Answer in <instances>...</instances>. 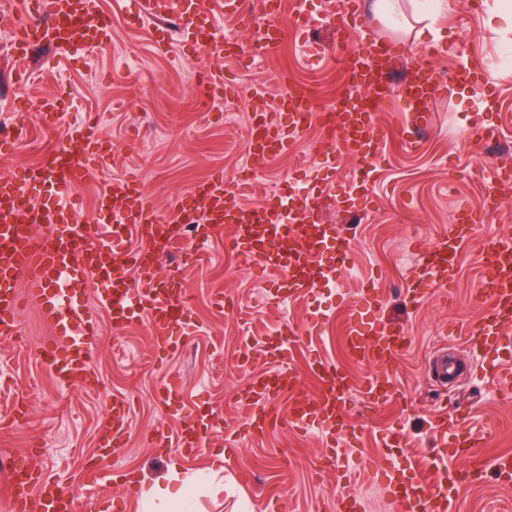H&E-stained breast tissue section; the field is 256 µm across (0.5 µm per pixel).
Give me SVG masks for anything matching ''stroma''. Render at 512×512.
<instances>
[{
	"mask_svg": "<svg viewBox=\"0 0 512 512\" xmlns=\"http://www.w3.org/2000/svg\"><path fill=\"white\" fill-rule=\"evenodd\" d=\"M448 8L435 29L400 35L389 31L367 5L359 7L361 38L383 39L400 50L394 82L411 69H435L439 86L429 106L430 122L416 149L398 144L410 125L406 112L386 107L378 121L389 138L379 158V175L369 184L370 204L360 211L343 209L337 200L321 202L326 223L340 225L352 239L351 269L318 296L299 295L281 301L269 289L271 279L259 266L231 252V227L210 240L184 286L199 330L166 358H158L148 315L117 327L108 309L95 306L98 336L89 388L60 389L49 366L37 355L35 342L50 330L33 303H24L21 340L0 339V459L36 450L38 466L60 477L80 493L84 512H147L141 485L163 480L170 458L181 460L188 473L206 472L224 449V430L242 422L249 409L238 399L255 372L275 365L264 349L285 323L300 331L287 362L307 372L306 349L316 346L327 360L340 364L354 382L369 371L351 361L344 337L358 310V297L370 283L382 294L378 317L400 325L411 342L394 368L397 392L393 404L369 407L361 398L348 406L351 433L347 438L353 463L349 473L324 468L321 436L275 428L239 442L225 455L222 490L200 485L189 512H336L342 498L363 499L366 512H394L381 473L394 451L428 464L442 449L435 427L438 419L461 408L458 426L478 438L488 453H512V393H498L491 377L512 360L508 351L473 358L461 324L479 312L480 250L488 235L512 226V198L482 224L462 247L463 261L447 285L446 297L421 304L409 299L415 252L431 246L455 209L480 199L490 165H512L499 145L480 140L481 127L501 132L499 144H512V30L489 24L498 0H447ZM112 17V37L102 48H82L67 55L38 49L16 60L0 42V117L21 116L30 138L0 159V175L35 163L55 144L36 113H18L26 98L65 96L68 119L96 120L100 134L112 143V156L99 179L77 187L80 223L95 238L111 240L112 225L99 212L97 197L112 184L136 180L158 219H166L171 202L214 171L235 178L244 164L243 146L250 118L249 93L259 88L276 97L289 74L295 88L314 83L322 89L321 104L329 106L343 91L338 36L327 23L343 0H284L282 20L297 38L269 58H223L219 65L238 92L220 108L205 111L190 81L191 71L207 57L183 51L187 39L174 35L158 50L154 31L160 23L141 10V0H100ZM480 64L485 83L460 91L452 75ZM322 137L312 124L287 152L260 169L238 203L261 206L273 190L295 186L307 169L312 143ZM223 288L228 297L216 307L211 291ZM447 347L454 375L448 382L435 376L433 356ZM177 378L180 393L162 404V382ZM134 407L131 433L118 449L115 464L105 466L99 480L85 469L97 452V435L110 417L113 399ZM209 406L222 414L220 426L206 444L186 454L161 447L157 431L176 436L193 407ZM457 512H512V481L487 472L456 491Z\"/></svg>",
	"mask_w": 512,
	"mask_h": 512,
	"instance_id": "1",
	"label": "stroma"
}]
</instances>
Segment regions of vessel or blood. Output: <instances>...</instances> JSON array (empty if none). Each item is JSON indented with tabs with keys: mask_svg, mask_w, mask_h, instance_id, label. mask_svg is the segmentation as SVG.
Returning <instances> with one entry per match:
<instances>
[{
	"mask_svg": "<svg viewBox=\"0 0 512 512\" xmlns=\"http://www.w3.org/2000/svg\"><path fill=\"white\" fill-rule=\"evenodd\" d=\"M23 5L25 21L14 42L18 56H28L44 44L65 53L81 43L102 46L112 35V24L101 11L99 0H23ZM142 6L154 19L177 18L191 37L192 49L211 57L241 51L237 42L216 39L218 19L208 9L185 0H143ZM258 7L267 17L260 33L261 50L266 55L276 54L295 34L281 21V0H259ZM358 17V0H346L332 23L346 34L356 28ZM397 56L396 46L377 40L361 42L347 54L342 68L347 94L331 110L336 136L313 147L315 167L304 193H274L263 205L246 210L237 202L239 182L218 172L177 197L169 220L161 222L137 184L116 185L98 196L99 211L112 218V241L108 244L79 230V210L72 190L78 183L99 177L112 145L101 138L97 126L83 121L62 123L67 109L63 98L40 100L34 109L45 125L58 127L57 144L21 174L0 177V337L19 336L21 296L29 294L52 330L51 337L36 347L40 358L53 368L60 385H91L96 342L92 333L80 330L89 309L79 286L96 280L104 284L98 301L111 310L114 324L149 312L156 351L165 355L175 351L181 339L197 327L183 288L185 275L196 262L195 252H183L179 264L164 280H157L155 274L171 241L186 224L196 225L202 245L223 226H231L233 249L276 274L279 297L313 295L322 282L336 280L348 262L351 242L335 225L324 223L316 198L336 196L345 208L365 207V193L337 191L336 174L346 156L358 161L365 176L376 174L374 160L388 138L377 122L384 105L411 111L414 128L428 123L426 106L435 93L437 78L431 69L418 67L402 86H395L391 70ZM200 87L208 104L222 101L232 90L219 67L202 71ZM316 115L306 93L288 88L271 99L263 90H254L245 145L249 168L263 166L287 151ZM490 182L496 190L495 199L458 208L437 243L419 252L411 283L413 300L446 287L474 224L486 209L496 207L498 199L512 193V170L493 168ZM132 232L143 240V247L125 248L124 241ZM482 252L481 313L466 323L463 332L476 338L479 353L487 354L501 350L506 341L504 330L512 326V233L506 231L488 239ZM127 266L137 271V279L122 275V268ZM65 281L74 286L69 302L61 288ZM380 302L378 288L363 289L359 301L363 317L348 331L350 357L372 369L359 384L340 365L311 349L307 357L317 390L308 392L300 373L282 363L288 352L285 339L294 333L292 326H284L282 340L265 348L267 356L279 360L280 365L253 375L240 392L239 398L250 412L237 429L226 432V450L235 451L242 434L260 435L276 427L314 428L327 441L329 465L345 459L347 400L358 393L370 405L389 404L395 396L391 374L410 342L399 325L376 318ZM284 395L289 398L287 408L276 410ZM130 411L126 400H113L112 421L100 435L97 466L88 471V478H96L98 465L110 462L117 448L127 442ZM214 422L210 413L192 415L176 439L177 447L187 451L202 447ZM439 427L447 447L464 448L463 463L450 468L438 457L424 470L408 458L393 457L383 477L387 487L393 488L402 512H456L453 499L446 493L427 492V474L448 473L460 484L479 480L489 470L512 474L511 453L488 455L468 434L449 428L444 421ZM11 473L12 512H29L33 507L38 512H78L70 490L44 476L29 458L15 459Z\"/></svg>",
	"mask_w": 512,
	"mask_h": 512,
	"instance_id": "b4317fda",
	"label": "vessel or blood"
}]
</instances>
